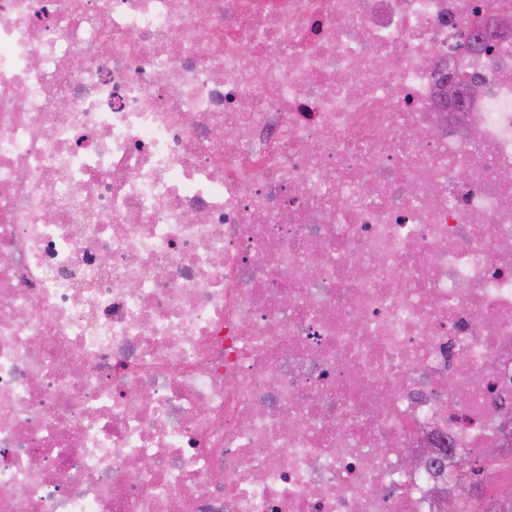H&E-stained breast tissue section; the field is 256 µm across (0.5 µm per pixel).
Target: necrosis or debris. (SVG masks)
Returning a JSON list of instances; mask_svg holds the SVG:
<instances>
[{
  "instance_id": "1",
  "label": "necrosis or debris",
  "mask_w": 512,
  "mask_h": 512,
  "mask_svg": "<svg viewBox=\"0 0 512 512\" xmlns=\"http://www.w3.org/2000/svg\"><path fill=\"white\" fill-rule=\"evenodd\" d=\"M484 2L0 0V512H437L478 454L512 490Z\"/></svg>"
}]
</instances>
